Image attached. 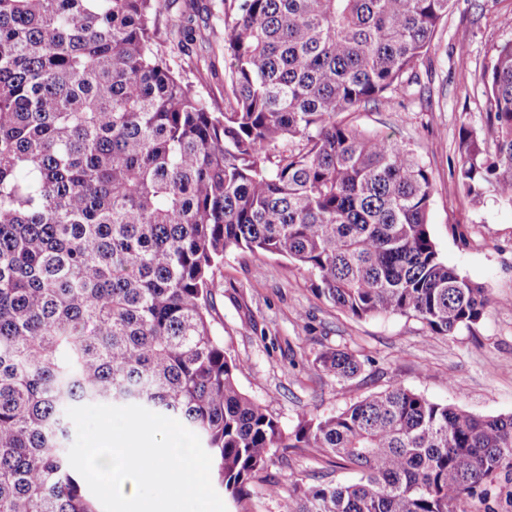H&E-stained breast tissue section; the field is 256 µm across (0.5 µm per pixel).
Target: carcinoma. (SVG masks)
<instances>
[{"label":"carcinoma","mask_w":512,"mask_h":512,"mask_svg":"<svg viewBox=\"0 0 512 512\" xmlns=\"http://www.w3.org/2000/svg\"><path fill=\"white\" fill-rule=\"evenodd\" d=\"M168 0H0V512H98L68 461L70 407L126 403L203 440L235 498L279 449L356 470L288 482L301 512H498L512 414L478 416L400 384L284 430L212 335L231 249L291 261L357 318L472 330L489 298L440 257L432 172L345 115L418 83L452 0H223L228 106L159 53ZM462 124L471 201L512 205V42ZM319 368L347 382L354 353Z\"/></svg>","instance_id":"1"}]
</instances>
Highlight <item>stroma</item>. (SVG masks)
I'll return each instance as SVG.
<instances>
[{"mask_svg":"<svg viewBox=\"0 0 512 512\" xmlns=\"http://www.w3.org/2000/svg\"><path fill=\"white\" fill-rule=\"evenodd\" d=\"M181 23L195 32L184 52L177 46ZM156 28L174 69L212 108L222 109V0H170ZM509 41L512 0H453L430 52L417 63L419 86L349 116L359 128L392 134L432 171L430 235L442 260L490 298L473 330L436 336L413 317L359 319L318 296L310 275L283 258L239 249L225 254L210 298L213 331L240 365V386L284 427L303 415L335 413L394 383L479 416L512 414V208L491 195L471 203L457 179L459 129L482 124L486 98L479 78ZM336 347L363 361L360 376L339 383L317 368L316 356ZM354 477L291 448L253 479L247 497L222 500L227 512H299L284 490L271 494L272 483Z\"/></svg>","mask_w":512,"mask_h":512,"instance_id":"1","label":"stroma"}]
</instances>
